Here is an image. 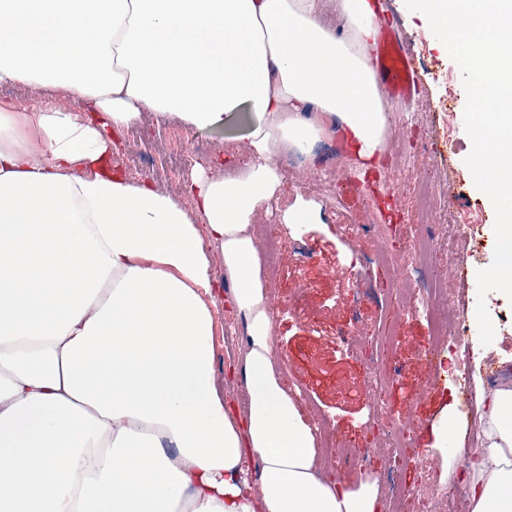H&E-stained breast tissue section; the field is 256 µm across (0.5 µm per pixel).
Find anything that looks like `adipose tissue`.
Returning a JSON list of instances; mask_svg holds the SVG:
<instances>
[{
	"instance_id": "1",
	"label": "adipose tissue",
	"mask_w": 512,
	"mask_h": 512,
	"mask_svg": "<svg viewBox=\"0 0 512 512\" xmlns=\"http://www.w3.org/2000/svg\"><path fill=\"white\" fill-rule=\"evenodd\" d=\"M381 10L0 0V85L87 104L0 107V512H384L376 481L318 465L284 382L254 225L283 190L280 155L338 136L363 168L380 162L391 117L369 49ZM242 105L248 159L192 173L193 210L113 171L106 129L145 111L217 128ZM210 244L245 321L241 420L214 376ZM479 406L470 512H512V388Z\"/></svg>"
}]
</instances>
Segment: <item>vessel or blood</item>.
Here are the masks:
<instances>
[{
    "label": "vessel or blood",
    "instance_id": "vessel-or-blood-1",
    "mask_svg": "<svg viewBox=\"0 0 512 512\" xmlns=\"http://www.w3.org/2000/svg\"><path fill=\"white\" fill-rule=\"evenodd\" d=\"M371 65L384 94L401 99L411 97L416 86L414 61L399 44L394 32H386L372 54Z\"/></svg>",
    "mask_w": 512,
    "mask_h": 512
}]
</instances>
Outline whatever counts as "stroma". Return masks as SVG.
I'll return each instance as SVG.
<instances>
[{
    "mask_svg": "<svg viewBox=\"0 0 512 512\" xmlns=\"http://www.w3.org/2000/svg\"><path fill=\"white\" fill-rule=\"evenodd\" d=\"M379 2L387 27L397 28L423 80L410 99L383 101L392 124L380 169L363 172L350 161L343 142L320 139L295 165L284 167L287 195L273 198L258 212L256 221L266 236L280 243L276 281L268 288L276 348L289 367L286 383L309 422L328 415L337 440H360L367 434L364 423L370 408L385 401L407 433L423 432L419 446L438 480L448 486V503L441 512H470L463 471L467 447L479 445V407L463 402L452 380L429 386L431 366L423 356L430 334L427 314L419 296L401 300L391 296V271L374 254L376 240L368 233V225H388L387 246L396 253L412 240L416 225L426 223L430 212L441 211L433 232L441 253H454L464 270L462 279L453 285L454 305L466 323L465 349L472 356L469 380L478 392L487 394L497 386L512 384V325L500 319L501 311L512 307V300L498 291L487 294L495 337L490 347H483L475 317L476 274L490 266L494 246L469 235L461 223L442 211L451 198L456 211L476 215L483 228L495 223L492 203L476 189L464 163L472 144L463 122L462 72L422 13L408 10L404 0ZM47 105L78 110L83 103L65 92L52 94L23 85L12 86L10 96L0 97V106L16 110ZM182 128L179 119L160 124L153 113H143L136 125L113 134V166L129 178L145 177L158 189L180 195L191 165H184L180 149L170 145L168 138ZM186 131L188 146L195 152L192 165L221 162L229 166L233 160L225 155L224 144L243 134L244 126L236 121L224 129ZM365 173L390 187L389 201L377 200L366 184L351 194L343 191L344 183L358 182ZM298 195L320 209L321 223L297 229L283 224L284 210ZM207 253L218 284L208 301L214 324L213 369L219 392L238 415L246 405L241 375L245 328L229 301L231 285L224 279L220 250L211 246ZM359 326L365 330V342L342 340V331ZM390 328L396 331L395 340L380 344L379 336ZM488 350L498 359L500 373L495 377L481 361ZM370 356L401 365L395 392L378 393L366 382L364 366ZM443 418L448 421V445L439 448L433 428ZM396 469L416 494L412 507L419 512V496L425 488L413 463L399 467L382 453L368 473L340 462L328 467L327 473L329 478L353 484L365 475L375 477L384 494L389 487L387 475Z\"/></svg>",
    "mask_w": 512,
    "mask_h": 512,
    "instance_id": "stroma-1",
    "label": "stroma"
}]
</instances>
